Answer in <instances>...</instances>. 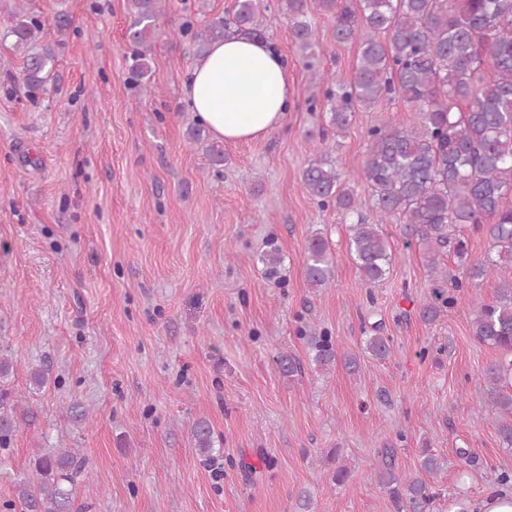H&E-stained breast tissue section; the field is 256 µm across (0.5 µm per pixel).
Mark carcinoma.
Wrapping results in <instances>:
<instances>
[{
	"mask_svg": "<svg viewBox=\"0 0 512 512\" xmlns=\"http://www.w3.org/2000/svg\"><path fill=\"white\" fill-rule=\"evenodd\" d=\"M271 0H235L229 19L217 17L201 28L182 17L174 35L193 54L229 34L262 37V17ZM288 16L294 47L307 59L318 47L311 24L312 8L331 14L339 43H356L359 55L347 82L322 91L330 105V128L341 133L357 109L401 99L416 121L403 126H373L362 176L372 207L359 208L335 163L329 146L314 147L302 181L322 207L333 206L355 217L348 227V253L367 285L390 274L393 252L382 231L398 224L405 244L424 247L432 277L431 294L417 308L424 323L463 305V289L489 278L497 267L512 263V0H276ZM129 38L134 51L128 68L131 82L147 88L151 72V39L165 0H126ZM46 20L27 0L0 10V41L11 40L23 55L20 85L33 94L44 88L56 52L43 42ZM188 139L205 144L213 166H224V149L206 141L205 130L192 126ZM482 231L489 250L469 255L467 226ZM263 253L267 269L283 263L280 249L269 242ZM451 250L457 269L440 264ZM329 243L315 234L305 249V274L312 286L327 283ZM476 339L512 355V281H504L490 303H470ZM363 338V350L383 359L391 338L381 324ZM311 361L327 366L336 351L325 335L310 338ZM12 359L0 355V450H7L29 412L17 413L19 399L10 386ZM512 359L495 361L484 372L487 405L498 414V435L512 449ZM193 437L199 452L215 458L213 433L198 421ZM377 480L393 512H434L442 489L428 481L442 466L432 449L421 451L419 473L397 474L394 449L381 451ZM85 470L77 448L51 449L33 459V476L18 483L15 494L25 512H79L75 479Z\"/></svg>",
	"mask_w": 512,
	"mask_h": 512,
	"instance_id": "obj_1",
	"label": "carcinoma"
}]
</instances>
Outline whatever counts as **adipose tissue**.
<instances>
[{
	"instance_id": "adipose-tissue-1",
	"label": "adipose tissue",
	"mask_w": 512,
	"mask_h": 512,
	"mask_svg": "<svg viewBox=\"0 0 512 512\" xmlns=\"http://www.w3.org/2000/svg\"><path fill=\"white\" fill-rule=\"evenodd\" d=\"M184 101L224 142H249L280 128L294 106L292 79L265 40L230 36L213 43L187 72Z\"/></svg>"
}]
</instances>
